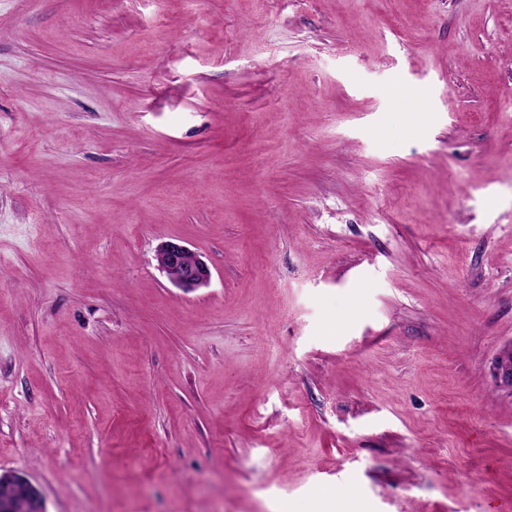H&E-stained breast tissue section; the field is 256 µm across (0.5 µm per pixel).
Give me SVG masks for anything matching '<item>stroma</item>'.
<instances>
[{"mask_svg": "<svg viewBox=\"0 0 512 512\" xmlns=\"http://www.w3.org/2000/svg\"><path fill=\"white\" fill-rule=\"evenodd\" d=\"M511 343L512 0H0V474L46 512H512ZM161 268L185 293L209 285L212 272L200 252L181 241H166L158 249Z\"/></svg>", "mask_w": 512, "mask_h": 512, "instance_id": "stroma-1", "label": "stroma"}]
</instances>
